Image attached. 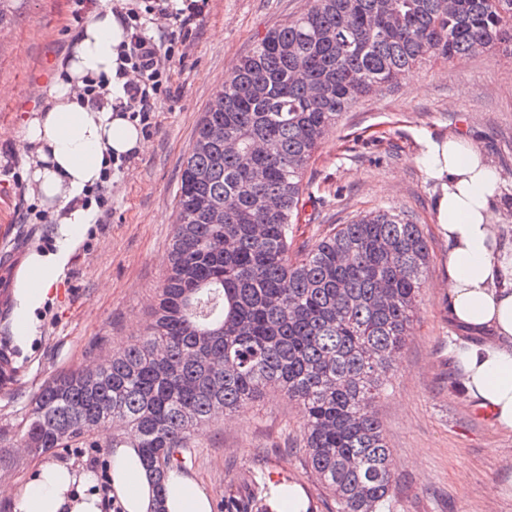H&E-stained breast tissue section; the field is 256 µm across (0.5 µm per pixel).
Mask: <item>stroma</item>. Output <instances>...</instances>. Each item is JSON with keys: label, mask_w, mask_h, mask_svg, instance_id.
Segmentation results:
<instances>
[{"label": "stroma", "mask_w": 512, "mask_h": 512, "mask_svg": "<svg viewBox=\"0 0 512 512\" xmlns=\"http://www.w3.org/2000/svg\"><path fill=\"white\" fill-rule=\"evenodd\" d=\"M111 0H0V289L11 288L31 254L49 253L59 233L21 179L27 159L18 130L40 107L56 66L90 10ZM312 0H206L172 73L171 93L153 114L150 146L112 178V217L86 225L59 284L34 312L35 332L17 335L15 316L0 309V347L21 371L0 385V436L13 441L12 467L0 471V512L41 466H86L90 456L59 452L28 459L16 442L27 410L45 383L140 342L169 265L180 171L213 90L264 34L306 12ZM463 135L499 169L512 173V58L483 54L435 60L412 70L391 91L359 102L325 138L304 171L306 194L292 233L313 242L361 214L393 210L420 225L431 263L412 334L397 355L375 404L391 449L393 490L383 512H512V434L480 419L463 386L456 351L490 342L448 318L443 284L448 243L436 224L438 190L416 163L426 137ZM32 209L21 223L23 209ZM303 412L279 394L200 427L185 472L213 503L235 512H276L270 471L300 484L313 512L335 503L305 465Z\"/></svg>", "instance_id": "35a3bbf8"}]
</instances>
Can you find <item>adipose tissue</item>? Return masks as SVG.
Returning <instances> with one entry per match:
<instances>
[{
  "label": "adipose tissue",
  "mask_w": 512,
  "mask_h": 512,
  "mask_svg": "<svg viewBox=\"0 0 512 512\" xmlns=\"http://www.w3.org/2000/svg\"><path fill=\"white\" fill-rule=\"evenodd\" d=\"M127 33L112 9L93 11L61 61L44 104L25 118L21 145L28 155V190L51 208L59 224L58 249L31 256L17 280L16 331L28 335L29 316L52 288L91 213L83 193L101 181L110 159L146 151L139 127L115 98L123 85L117 74L118 47ZM105 76L111 93L91 102L79 90L89 77ZM441 194L436 205L440 233L448 243V315L462 325L494 333V342L461 349L466 392L476 406L491 409L493 422L512 434V287L504 274L512 257L496 243L499 214L493 202L512 175L493 167L467 138H427L416 158ZM111 493L124 512H153L154 493L132 448L114 449ZM82 475L46 465L15 495V512H101L98 497L85 496ZM166 512H210L207 492L190 477L166 485Z\"/></svg>",
  "instance_id": "adipose-tissue-1"
}]
</instances>
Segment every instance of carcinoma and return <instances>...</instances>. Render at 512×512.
<instances>
[{"label":"carcinoma","instance_id":"carcinoma-1","mask_svg":"<svg viewBox=\"0 0 512 512\" xmlns=\"http://www.w3.org/2000/svg\"><path fill=\"white\" fill-rule=\"evenodd\" d=\"M491 50L512 57V0H313L269 30L198 123L145 337L43 386L21 427L30 456L136 448L160 497L200 426L279 389L302 407L305 462L336 512H380L394 476L374 406L430 247L409 215L386 210L291 255L303 172L361 99L425 60ZM263 197L276 206L258 208ZM105 424L115 431L99 443Z\"/></svg>","mask_w":512,"mask_h":512}]
</instances>
